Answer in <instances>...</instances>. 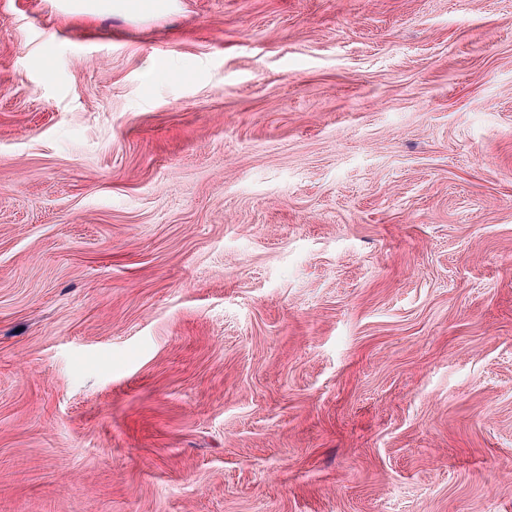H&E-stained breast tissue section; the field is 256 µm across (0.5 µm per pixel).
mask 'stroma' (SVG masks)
Returning a JSON list of instances; mask_svg holds the SVG:
<instances>
[{
  "label": "stroma",
  "instance_id": "35a3bbf8",
  "mask_svg": "<svg viewBox=\"0 0 512 512\" xmlns=\"http://www.w3.org/2000/svg\"><path fill=\"white\" fill-rule=\"evenodd\" d=\"M0 512H512V0H0Z\"/></svg>",
  "mask_w": 512,
  "mask_h": 512
}]
</instances>
